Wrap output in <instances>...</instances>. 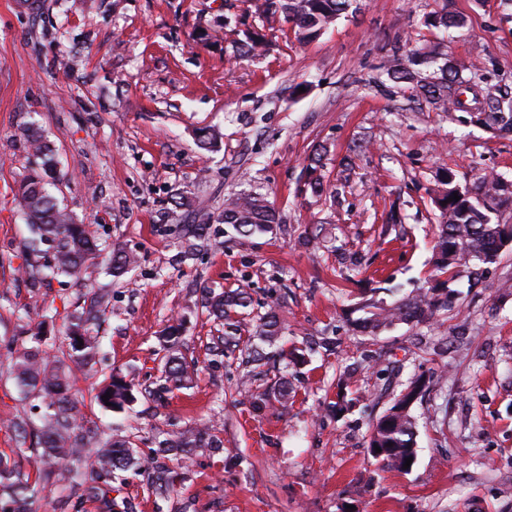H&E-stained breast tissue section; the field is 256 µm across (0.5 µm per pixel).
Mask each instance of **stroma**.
<instances>
[{"label": "stroma", "instance_id": "1", "mask_svg": "<svg viewBox=\"0 0 512 512\" xmlns=\"http://www.w3.org/2000/svg\"><path fill=\"white\" fill-rule=\"evenodd\" d=\"M449 4L464 28L424 27L434 0H360L302 44L246 0H0V454L22 480L39 465V451L20 449L39 417L10 357L38 342L65 358L64 321L83 292L66 278L33 292L17 277L29 230L14 195L40 163L23 134L31 125L54 150L63 204L138 258L124 281L98 278L112 288L98 362L72 383L85 455L116 436L145 454L206 424L219 440L185 464L165 458L109 484L75 476L30 512H512V251L480 265V282L462 269L433 325H356L364 300L430 288L440 168L463 188L485 174L512 182V136L448 119L381 72L392 48L443 40L450 57L486 71L493 93L512 96V0ZM248 30L265 35V55L238 57ZM204 128L220 133L207 150ZM318 147L326 200L306 186ZM247 188L279 212L276 234L238 238L218 224L181 261L180 198L216 213ZM393 205L403 223H386ZM221 288L243 289L249 307L220 324L204 303ZM275 302L283 333L258 367L252 319ZM175 319L196 370L163 394L158 338ZM223 336L238 345L220 346ZM293 347L298 358H280ZM115 369L134 386L121 412L94 399ZM417 377L416 462L381 467L371 427ZM282 379L288 401L256 411ZM341 397L349 406L331 413ZM170 470L172 490L147 480Z\"/></svg>", "mask_w": 512, "mask_h": 512}]
</instances>
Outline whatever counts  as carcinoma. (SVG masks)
I'll return each mask as SVG.
<instances>
[{
    "label": "carcinoma",
    "instance_id": "1",
    "mask_svg": "<svg viewBox=\"0 0 512 512\" xmlns=\"http://www.w3.org/2000/svg\"><path fill=\"white\" fill-rule=\"evenodd\" d=\"M354 2L356 0H255L254 8L262 18L277 19L289 25L297 41L308 43L348 13ZM423 23L428 28L447 31L465 27L467 20L448 12L445 2L440 9L425 14ZM265 49V36L258 30L244 33V40L238 46L241 57H259ZM382 68L390 81L412 86L434 109L450 115L465 112L470 121L500 136H512V106L506 112L499 100L491 97L482 100L476 93L468 103L458 99L484 83L486 76L479 67L448 60L440 46L427 52L410 49L396 53L386 59ZM24 135L31 149L45 161L43 168L29 173L18 190L17 204L30 232L23 243L28 259L26 266L19 268L21 278L33 289L42 287L46 279L59 277L70 278L84 287L98 274L93 260L100 251V244L89 226L61 208L50 192L49 186L57 181L56 167L43 136L32 126L24 127ZM321 167L320 153L308 157V187L312 195L319 198L330 190L323 177L317 174ZM455 179L454 172L446 171L440 178L441 189L434 199L439 210V228L431 278L436 281V287L385 306L374 301L365 303L362 310L365 311L363 328L366 331L374 333L399 322L414 326L437 322L440 313L452 307L455 291L448 287V282L457 275V268L471 261L491 263L507 249L505 229L509 220L505 212L512 206V184L503 183L499 177L481 176L471 191L460 188ZM456 195L460 200H453ZM211 219L209 213L193 208L186 210L184 235L203 236ZM217 221L231 226L239 237L250 238L274 232L281 218L263 194L248 192L225 198ZM135 264V255L114 244L106 274L120 281ZM108 303V294L89 292L67 315L68 362L53 360L39 348H25L12 358L11 374L16 385L26 395L39 400L44 409L40 425L32 430V439L44 455L55 459L56 469L38 470L34 479L15 483L11 481L14 471L8 459L0 456V512H25L22 504L45 491L50 480L70 479V463L80 460L83 437L76 433L78 406L68 394L69 380L74 370L96 364L98 341L90 334V329L100 325L101 314ZM248 306L246 293L240 288L208 293V314L219 321L229 312ZM278 332L275 309L256 319L253 329L256 339L266 342ZM180 343L181 324L174 322L162 332L164 391L188 385L189 365L180 353ZM107 393L111 397L102 399ZM133 399L132 384L117 371L95 394L100 406H105L107 401L111 403L110 411L125 409ZM412 399L411 393L401 394L372 426L369 449L376 446L384 449V454L376 457L384 467L401 471L406 459L415 457L417 427L411 412ZM214 443L212 428L206 426L170 434L155 453H172L187 459L198 449L211 448ZM89 466L94 472L114 479L121 472L140 467L141 458L137 457L130 441L116 437L103 442Z\"/></svg>",
    "mask_w": 512,
    "mask_h": 512
}]
</instances>
